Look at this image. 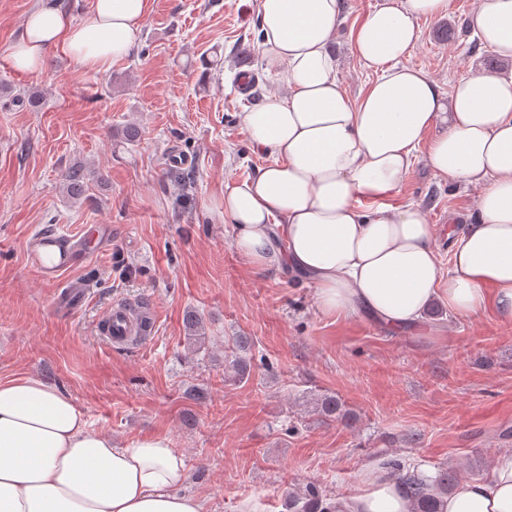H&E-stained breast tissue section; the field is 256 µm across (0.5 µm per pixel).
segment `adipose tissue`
Masks as SVG:
<instances>
[{"instance_id": "adipose-tissue-1", "label": "adipose tissue", "mask_w": 512, "mask_h": 512, "mask_svg": "<svg viewBox=\"0 0 512 512\" xmlns=\"http://www.w3.org/2000/svg\"><path fill=\"white\" fill-rule=\"evenodd\" d=\"M150 10L151 0H93L76 22L57 0H40L10 64L35 73L60 50L108 67L131 54ZM447 12L448 0H381L351 33L352 54L375 73L354 101L332 50L343 0H258L260 53L284 91L243 114L271 161L225 185L224 221L250 264L309 279L324 312L366 313L398 331L438 302L458 316L489 311L512 322V76H469L445 93L405 62L418 19ZM468 26L512 60V0H478ZM422 145L435 176L481 190L445 270L421 206L396 200ZM188 478L167 438L116 440L91 430L53 382H0V512H206L184 492ZM335 506L410 512L400 481L383 469ZM441 512H512V452L488 479L460 481Z\"/></svg>"}]
</instances>
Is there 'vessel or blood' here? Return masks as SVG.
I'll return each mask as SVG.
<instances>
[{"instance_id": "b4317fda", "label": "vessel or blood", "mask_w": 512, "mask_h": 512, "mask_svg": "<svg viewBox=\"0 0 512 512\" xmlns=\"http://www.w3.org/2000/svg\"><path fill=\"white\" fill-rule=\"evenodd\" d=\"M111 236L109 225H98L92 237L85 235L45 232L31 238L26 254L30 266L50 284L59 282L67 286V298L75 302L85 299L87 291L80 279L71 277L70 272L87 255L102 248ZM131 310L128 303H116L102 319L103 338L111 344L122 345L130 340Z\"/></svg>"}]
</instances>
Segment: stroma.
Segmentation results:
<instances>
[{
    "mask_svg": "<svg viewBox=\"0 0 512 512\" xmlns=\"http://www.w3.org/2000/svg\"><path fill=\"white\" fill-rule=\"evenodd\" d=\"M380 0H344L333 45L337 78L358 96L374 77L350 51L352 26ZM33 0H0V381L56 383L94 430L123 441L167 437L183 456L189 492L209 512H288L286 491L353 494L365 471L400 459L432 474L488 475L512 451V323L494 314H428L424 328L391 333L358 315L323 312L310 282L254 268L221 214L224 187L269 162L242 114L281 90L257 48L256 0H153L139 40L104 69L49 53L38 73L9 65ZM476 0H448L422 18L407 62L441 89L477 72L512 75L469 30ZM39 92L29 110L21 95ZM140 138L130 143L124 129ZM97 174L67 200L61 171ZM479 188L435 178L425 157L403 177L399 201L421 203L441 265ZM108 224L112 244L81 263L90 292L55 314L60 287L27 262L32 233ZM119 299L152 307L149 338L115 348L99 322ZM205 343L194 348L187 312ZM251 342V373L224 375L235 337ZM336 396L351 416H324Z\"/></svg>",
    "mask_w": 512,
    "mask_h": 512,
    "instance_id": "1",
    "label": "stroma"
}]
</instances>
